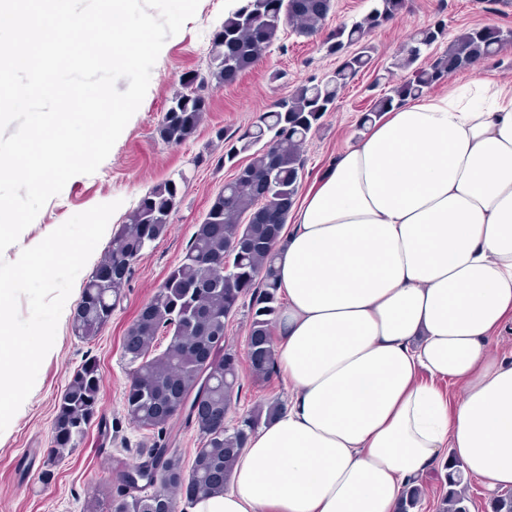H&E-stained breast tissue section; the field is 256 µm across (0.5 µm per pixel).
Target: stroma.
<instances>
[{
    "instance_id": "1",
    "label": "stroma",
    "mask_w": 512,
    "mask_h": 512,
    "mask_svg": "<svg viewBox=\"0 0 512 512\" xmlns=\"http://www.w3.org/2000/svg\"><path fill=\"white\" fill-rule=\"evenodd\" d=\"M226 14L225 0H200L195 17L166 41L146 96L108 157L94 174L72 177L59 195L47 201L18 243L1 255L15 261L23 249L37 245L72 215L103 203H120L74 282L64 306L66 315L59 321L55 343L33 390L0 433V512H81L85 497L94 493L100 498L101 512H112L124 471L139 460L146 437L126 417L124 392L130 368L122 357V338L140 307L179 263L213 199L234 178L238 165L247 162L242 156L237 166L222 163L224 143L217 138V130L229 134L245 130L276 99L309 79L324 78L337 65L336 57L327 55L320 43L284 32L279 44L263 52L236 85L209 84L208 107L194 135L178 146L165 144L157 131L159 120L181 91L183 77L206 72L213 35ZM440 19L452 36L471 27L509 31L512 0H406L396 18L369 33L366 41L374 48L371 68L341 93L335 110L326 113L322 129L307 140L304 182H311L331 158L360 136L359 121L374 94V79L390 68L405 36ZM181 172L187 183L167 232L136 263L111 321L99 336L90 342L78 338L71 331L69 315L115 232L147 191ZM87 360L97 363L101 377L97 416L78 446L64 452L52 479L42 481L58 401L74 371ZM240 381L242 391L230 419L239 418L260 401L288 400V389L277 377L256 380L249 365H242Z\"/></svg>"
}]
</instances>
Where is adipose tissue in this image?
<instances>
[{
    "label": "adipose tissue",
    "instance_id": "obj_1",
    "mask_svg": "<svg viewBox=\"0 0 512 512\" xmlns=\"http://www.w3.org/2000/svg\"><path fill=\"white\" fill-rule=\"evenodd\" d=\"M275 254L288 403L188 512H398L448 458L512 487V357L488 351L512 324V80L385 112L310 184Z\"/></svg>",
    "mask_w": 512,
    "mask_h": 512
}]
</instances>
